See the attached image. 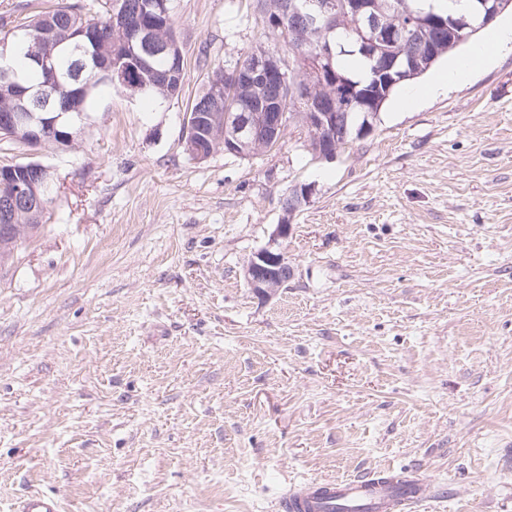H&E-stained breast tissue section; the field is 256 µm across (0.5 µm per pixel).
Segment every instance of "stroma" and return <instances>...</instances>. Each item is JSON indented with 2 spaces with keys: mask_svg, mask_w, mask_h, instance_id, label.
<instances>
[{
  "mask_svg": "<svg viewBox=\"0 0 512 512\" xmlns=\"http://www.w3.org/2000/svg\"><path fill=\"white\" fill-rule=\"evenodd\" d=\"M181 95L113 93L51 167L48 220L0 269V512H273L287 484L417 469L419 512H512V51L398 102L332 162L288 128L190 159L183 115L216 64L283 49L256 0H173ZM310 185L281 247L243 272ZM311 189L306 187L293 189L292 196L296 203L294 207L285 211L288 219L283 220L271 235L272 243L255 253L244 269V278L249 288L258 295L270 298L278 290L294 278V267L288 261V256L278 245L280 239L288 237L293 215L307 202H309ZM61 510V502L58 498L39 492L25 495L17 507V512H61Z\"/></svg>",
  "mask_w": 512,
  "mask_h": 512,
  "instance_id": "35a3bbf8",
  "label": "stroma"
}]
</instances>
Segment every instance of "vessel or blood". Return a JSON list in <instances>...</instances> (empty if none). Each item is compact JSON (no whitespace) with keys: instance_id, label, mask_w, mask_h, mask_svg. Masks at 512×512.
Masks as SVG:
<instances>
[{"instance_id":"b4317fda","label":"vessel or blood","mask_w":512,"mask_h":512,"mask_svg":"<svg viewBox=\"0 0 512 512\" xmlns=\"http://www.w3.org/2000/svg\"><path fill=\"white\" fill-rule=\"evenodd\" d=\"M442 489L420 473L383 480L380 473L359 477L309 479L288 485L276 504L277 512H416L419 504ZM58 498L39 492L25 495L17 512H61Z\"/></svg>"}]
</instances>
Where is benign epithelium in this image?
Masks as SVG:
<instances>
[{
  "instance_id": "obj_1",
  "label": "benign epithelium",
  "mask_w": 512,
  "mask_h": 512,
  "mask_svg": "<svg viewBox=\"0 0 512 512\" xmlns=\"http://www.w3.org/2000/svg\"><path fill=\"white\" fill-rule=\"evenodd\" d=\"M347 5L354 17L361 24L360 46L363 52H373L379 43L405 40L411 34L408 27L399 30L386 28L381 17L377 14L374 0H348ZM338 9L337 0H284L281 3V13L291 18L297 24L306 28L315 27L321 23L332 21ZM51 34L45 31L28 34V51L32 61L43 69L50 68L51 53L49 42ZM178 45L175 38L162 39L158 36L155 26L147 24L136 28L130 33L127 46L129 57L144 62L147 58L172 51ZM414 69L413 64L390 58L383 62L379 70V82L384 85H394L405 78ZM94 70L96 77L102 82L119 83L132 93L141 89L140 83L128 79L124 69H112L96 57ZM316 73L322 80L334 83L336 89L350 99H357L354 86L334 77L333 71L320 65ZM242 85H267L284 89L288 86V72L285 62L278 54L261 50L253 54L252 64L244 68L236 65L224 70V81L212 80V97L215 112H187L183 118L184 144L186 153L199 162H205L211 155L194 151V137H205L213 140L214 150L224 147V153L239 158L249 157L248 145L241 140L240 134H245L251 144L279 143L283 132L288 126V113L282 110V100L276 96L258 105L250 112H222L224 106V89H236ZM63 113L47 119L33 112H5L0 114V134L16 142L27 145H39L47 138V132L56 129ZM339 122V114L326 111L320 105L302 114L303 131L308 140L316 144L317 157L324 160L336 158L337 150L333 131ZM44 186L43 173L36 167L22 169L19 176L11 181L1 182L0 190H6L8 203L15 206L10 223L30 215L34 210L47 211L48 204L42 200L40 189ZM311 190L306 187L296 188L292 196L295 205L288 210V219L276 225L272 232L271 244L255 253L244 269V278L249 288L258 295L270 298L278 290L294 278V267L288 261V256L278 247V241L288 237L291 228V217L307 202Z\"/></svg>"
}]
</instances>
